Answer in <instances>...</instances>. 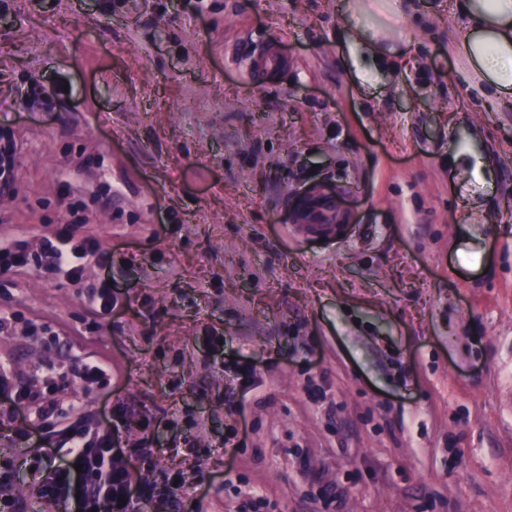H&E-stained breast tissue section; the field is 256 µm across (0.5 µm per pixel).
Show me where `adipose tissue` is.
I'll use <instances>...</instances> for the list:
<instances>
[{
  "label": "adipose tissue",
  "instance_id": "adipose-tissue-1",
  "mask_svg": "<svg viewBox=\"0 0 512 512\" xmlns=\"http://www.w3.org/2000/svg\"><path fill=\"white\" fill-rule=\"evenodd\" d=\"M469 26L455 51L468 85L497 96L512 92V0H461Z\"/></svg>",
  "mask_w": 512,
  "mask_h": 512
}]
</instances>
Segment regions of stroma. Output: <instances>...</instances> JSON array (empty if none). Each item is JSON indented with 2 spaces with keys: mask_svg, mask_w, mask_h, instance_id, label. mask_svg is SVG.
I'll use <instances>...</instances> for the list:
<instances>
[{
  "mask_svg": "<svg viewBox=\"0 0 512 512\" xmlns=\"http://www.w3.org/2000/svg\"><path fill=\"white\" fill-rule=\"evenodd\" d=\"M354 2L0 0V236L100 243L77 282L0 275V391L80 401L142 512H512V101L463 83L456 0H404L407 53L360 79ZM314 185L341 242L293 227ZM54 426L0 409V469ZM75 373L84 387L100 384L109 373L108 366L99 361L80 360L75 362Z\"/></svg>",
  "mask_w": 512,
  "mask_h": 512,
  "instance_id": "35a3bbf8",
  "label": "stroma"
}]
</instances>
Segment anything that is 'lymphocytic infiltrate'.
<instances>
[{
	"mask_svg": "<svg viewBox=\"0 0 512 512\" xmlns=\"http://www.w3.org/2000/svg\"><path fill=\"white\" fill-rule=\"evenodd\" d=\"M95 240L81 238L73 224L63 225L42 243L43 265L52 273L81 279L83 261L95 255ZM9 410L27 407L43 420L60 423L52 453H22L20 467L28 471L31 496L40 512H134L144 494L116 452L112 430L83 420L66 421L57 401L44 393L18 386L4 400Z\"/></svg>",
	"mask_w": 512,
	"mask_h": 512,
	"instance_id": "1",
	"label": "lymphocytic infiltrate"
}]
</instances>
